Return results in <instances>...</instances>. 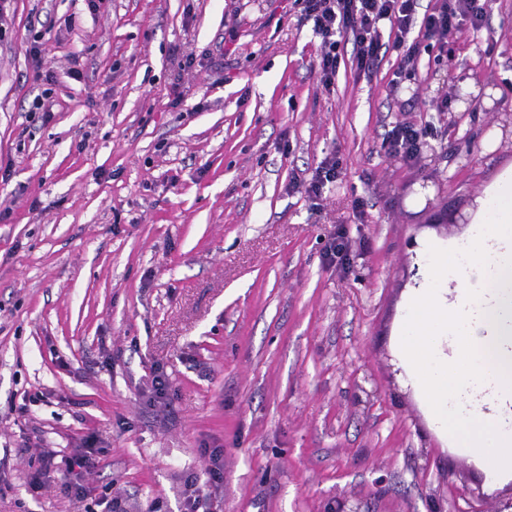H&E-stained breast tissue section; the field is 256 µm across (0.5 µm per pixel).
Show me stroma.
<instances>
[{"label":"stroma","mask_w":512,"mask_h":512,"mask_svg":"<svg viewBox=\"0 0 512 512\" xmlns=\"http://www.w3.org/2000/svg\"><path fill=\"white\" fill-rule=\"evenodd\" d=\"M319 52L300 0H0V512H184L207 447L216 512L512 500L431 425L394 347L423 240L463 235L512 166V0L395 86L387 54L324 89ZM402 121L428 130L410 166L386 144ZM330 156L319 199L289 189ZM92 432L90 499L61 470L31 487L43 449Z\"/></svg>","instance_id":"stroma-1"}]
</instances>
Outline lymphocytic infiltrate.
Listing matches in <instances>:
<instances>
[{
	"label": "lymphocytic infiltrate",
	"instance_id": "1",
	"mask_svg": "<svg viewBox=\"0 0 512 512\" xmlns=\"http://www.w3.org/2000/svg\"><path fill=\"white\" fill-rule=\"evenodd\" d=\"M419 0H304L306 20L321 39L316 60L319 81L334 86L345 47H352L358 74L370 75L381 51L395 52L394 78L412 66L426 39H444L448 32L469 24L480 30L484 8L479 0H436L419 13Z\"/></svg>",
	"mask_w": 512,
	"mask_h": 512
}]
</instances>
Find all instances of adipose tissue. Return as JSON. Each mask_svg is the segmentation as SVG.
Listing matches in <instances>:
<instances>
[{
    "label": "adipose tissue",
    "mask_w": 512,
    "mask_h": 512,
    "mask_svg": "<svg viewBox=\"0 0 512 512\" xmlns=\"http://www.w3.org/2000/svg\"><path fill=\"white\" fill-rule=\"evenodd\" d=\"M421 251L429 270L406 294L396 352L434 426L488 462L490 483L512 480V167L476 198L463 236Z\"/></svg>",
    "instance_id": "adipose-tissue-1"
}]
</instances>
